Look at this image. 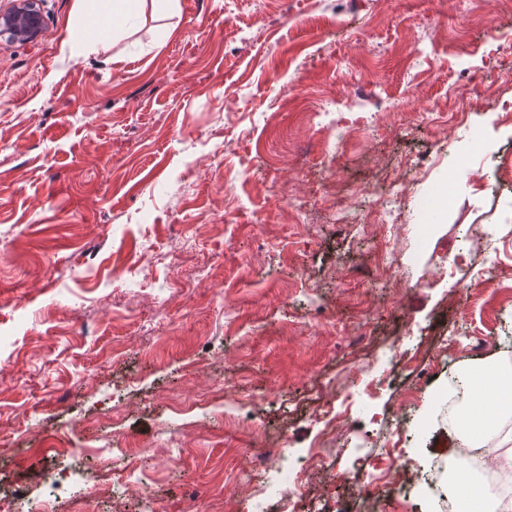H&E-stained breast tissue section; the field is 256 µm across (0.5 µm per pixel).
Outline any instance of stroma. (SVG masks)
Segmentation results:
<instances>
[{
	"mask_svg": "<svg viewBox=\"0 0 512 512\" xmlns=\"http://www.w3.org/2000/svg\"><path fill=\"white\" fill-rule=\"evenodd\" d=\"M179 5L172 21L146 18L113 44L84 32L70 51L77 0H39V38L0 40V470L37 504L44 448L106 435L142 459L164 512H209L195 488L247 512L234 477L252 453L307 454L319 401L389 373L369 410L353 407L336 470L366 466L409 405L433 419L402 446L411 490L394 496L389 475L370 493L380 512H430L434 492L417 475L431 461L455 490L448 405L436 398L449 369L512 363V186L456 197L433 226V244L452 251L462 226L487 233L453 278L434 275L436 257L400 232L394 258L413 285L391 298L368 285L389 232L336 223L322 167L340 152L350 189L428 156L406 224L422 223L420 202L456 156L493 175L512 121L485 102L512 97V54L492 70L482 55L489 36L512 46V0ZM362 89L384 115L376 131L340 140L312 118L314 101ZM463 101L481 150L463 129L422 119ZM139 254L149 265H130ZM480 276L494 288L458 302ZM217 372L234 388L213 392Z\"/></svg>",
	"mask_w": 512,
	"mask_h": 512,
	"instance_id": "obj_1",
	"label": "stroma"
}]
</instances>
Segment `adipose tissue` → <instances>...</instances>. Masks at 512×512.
<instances>
[{
	"instance_id": "adipose-tissue-1",
	"label": "adipose tissue",
	"mask_w": 512,
	"mask_h": 512,
	"mask_svg": "<svg viewBox=\"0 0 512 512\" xmlns=\"http://www.w3.org/2000/svg\"><path fill=\"white\" fill-rule=\"evenodd\" d=\"M179 8V0H109L102 9H87L85 25L95 28L100 41L133 35L146 14L168 17ZM468 384L470 399L465 424H451L449 432L467 434L470 445H477L479 435L491 430L505 407L512 405V372L483 368L473 372Z\"/></svg>"
}]
</instances>
